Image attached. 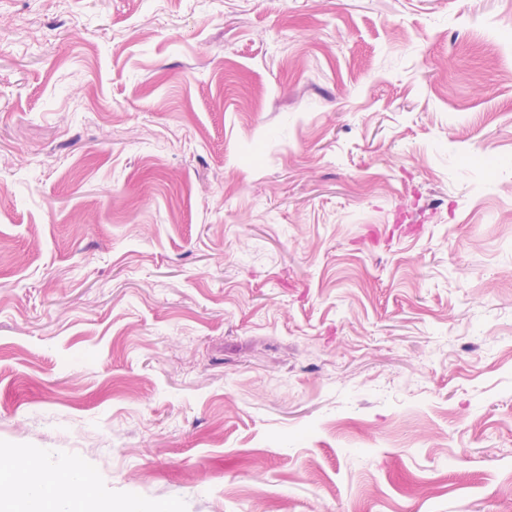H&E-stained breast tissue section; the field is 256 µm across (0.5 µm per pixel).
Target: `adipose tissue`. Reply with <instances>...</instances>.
<instances>
[{
  "label": "adipose tissue",
  "mask_w": 512,
  "mask_h": 512,
  "mask_svg": "<svg viewBox=\"0 0 512 512\" xmlns=\"http://www.w3.org/2000/svg\"><path fill=\"white\" fill-rule=\"evenodd\" d=\"M0 463L8 464L14 487L0 490V512H14L17 502L31 504L32 512H133L132 505L113 507L92 479L71 470L49 472L37 458L0 448Z\"/></svg>",
  "instance_id": "ef3b65f1"
}]
</instances>
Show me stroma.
<instances>
[{
	"label": "stroma",
	"mask_w": 512,
	"mask_h": 512,
	"mask_svg": "<svg viewBox=\"0 0 512 512\" xmlns=\"http://www.w3.org/2000/svg\"><path fill=\"white\" fill-rule=\"evenodd\" d=\"M0 448L512 512V0H0Z\"/></svg>",
	"instance_id": "stroma-1"
}]
</instances>
